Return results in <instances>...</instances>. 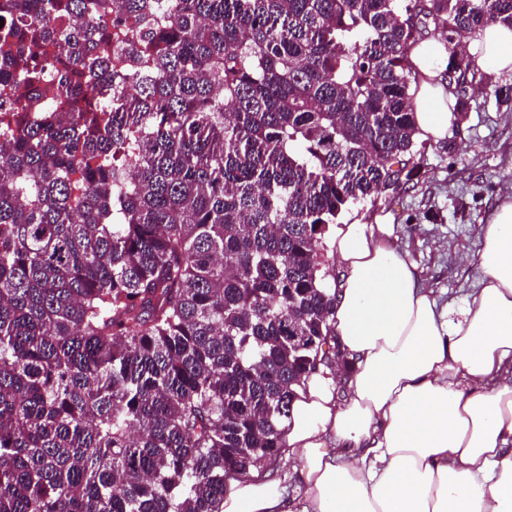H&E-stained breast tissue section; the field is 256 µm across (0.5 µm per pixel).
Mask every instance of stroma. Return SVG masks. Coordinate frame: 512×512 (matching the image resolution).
<instances>
[{
	"label": "stroma",
	"mask_w": 512,
	"mask_h": 512,
	"mask_svg": "<svg viewBox=\"0 0 512 512\" xmlns=\"http://www.w3.org/2000/svg\"><path fill=\"white\" fill-rule=\"evenodd\" d=\"M480 88L446 141L416 140L411 181L396 191L351 206L344 224L385 218L392 241L413 261L440 306L461 307L478 286L464 255L482 245V231L506 189L512 188V110L499 108L487 87L512 85V74L480 65Z\"/></svg>",
	"instance_id": "stroma-1"
}]
</instances>
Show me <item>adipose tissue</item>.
Segmentation results:
<instances>
[{
  "mask_svg": "<svg viewBox=\"0 0 512 512\" xmlns=\"http://www.w3.org/2000/svg\"><path fill=\"white\" fill-rule=\"evenodd\" d=\"M468 54L512 72V28L492 23ZM413 98L423 138H447L455 100L443 42H420ZM332 326L342 364L297 390L283 435L294 491L268 475L226 483L222 512H512V195L465 255L480 286L439 306L389 225L338 227Z\"/></svg>",
  "mask_w": 512,
  "mask_h": 512,
  "instance_id": "obj_1",
  "label": "adipose tissue"
}]
</instances>
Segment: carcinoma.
Segmentation results:
<instances>
[{"label": "carcinoma", "mask_w": 512, "mask_h": 512, "mask_svg": "<svg viewBox=\"0 0 512 512\" xmlns=\"http://www.w3.org/2000/svg\"><path fill=\"white\" fill-rule=\"evenodd\" d=\"M134 19L112 65L104 18ZM0 512H222L331 336L323 240L410 180L413 48L512 0H0ZM80 125L56 119L48 85ZM17 112H34L21 125Z\"/></svg>", "instance_id": "1"}]
</instances>
